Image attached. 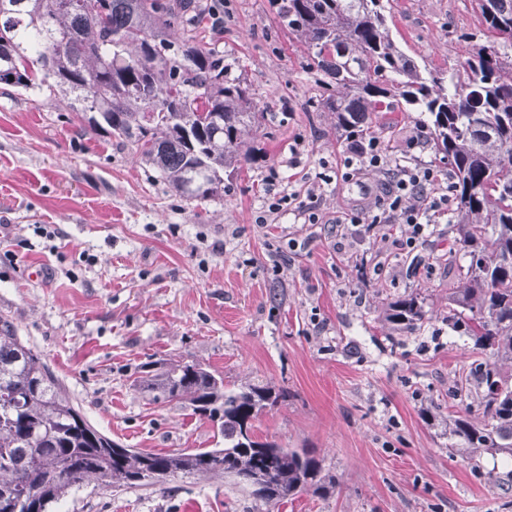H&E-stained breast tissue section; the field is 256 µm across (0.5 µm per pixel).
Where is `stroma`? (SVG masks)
<instances>
[{
	"mask_svg": "<svg viewBox=\"0 0 512 512\" xmlns=\"http://www.w3.org/2000/svg\"><path fill=\"white\" fill-rule=\"evenodd\" d=\"M394 39L419 64L450 69L489 47L472 0H389ZM262 113L253 163L224 195L188 201L131 147L66 102L0 85V317L37 350L88 419L128 448L219 444L206 419L136 388L149 360L196 361L225 383L262 382L287 401L254 422L259 440L309 448L339 490L268 508L232 479L176 477L159 488L81 487L61 512H512V465L450 446L448 414L478 410L455 383L475 356L445 320L448 225L417 254L370 239L337 249L340 221L374 212L384 171L341 178L346 134L303 39L269 0H224L204 30ZM401 164L448 162L421 140L419 115H373ZM316 188L317 223L269 213L271 191ZM267 223H259V216ZM40 278H33V271ZM417 292L421 327L396 332L388 302Z\"/></svg>",
	"mask_w": 512,
	"mask_h": 512,
	"instance_id": "1",
	"label": "stroma"
}]
</instances>
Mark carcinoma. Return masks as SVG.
<instances>
[{"mask_svg":"<svg viewBox=\"0 0 512 512\" xmlns=\"http://www.w3.org/2000/svg\"><path fill=\"white\" fill-rule=\"evenodd\" d=\"M493 46L450 71L420 67L392 38L383 0H272L305 38L336 87L322 106L336 129L371 132L384 108L424 115L436 154L448 159L455 191V243L469 257L448 289L453 329L484 361L457 391L480 396L482 418L448 417L451 447L465 456L512 461V0H473ZM204 16L195 0H0V84L56 98L106 125L116 141L178 195L224 196V173L253 160L246 136L257 104L228 76L224 58L196 45ZM386 319L412 331L425 318L409 294ZM147 374L159 403L176 402L212 424L222 448L153 453L100 432L41 355L0 317V512H52L74 489L149 487L167 478L229 476L267 505L299 493L338 492L307 448L255 436L253 421L285 401L267 384L230 387L199 362H169Z\"/></svg>","mask_w":512,"mask_h":512,"instance_id":"1","label":"carcinoma"}]
</instances>
